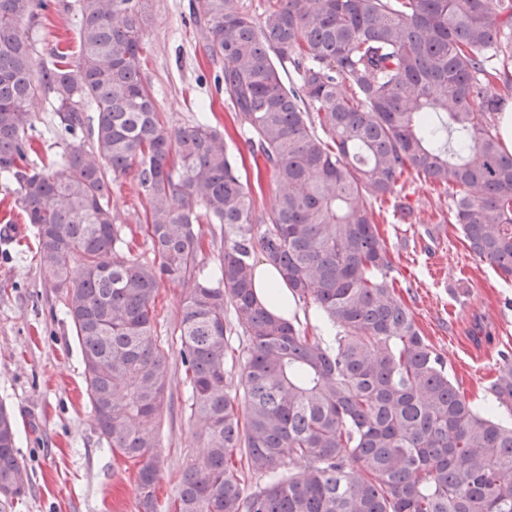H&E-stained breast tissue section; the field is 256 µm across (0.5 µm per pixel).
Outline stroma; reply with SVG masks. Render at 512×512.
Instances as JSON below:
<instances>
[{"mask_svg":"<svg viewBox=\"0 0 512 512\" xmlns=\"http://www.w3.org/2000/svg\"><path fill=\"white\" fill-rule=\"evenodd\" d=\"M32 26L28 34L37 62L49 63L54 47L77 53V0ZM190 0H149L143 38L142 78L154 92L166 126L211 124L233 129L228 94L211 98L217 64L204 57L203 33L189 20ZM34 146L44 162L61 153L57 118L49 100L35 107ZM240 173L254 184L259 208H269L276 186L256 171L249 145H230ZM451 198L428 181L407 183L398 204L384 203L379 228L394 262V275L412 285L406 297L418 326L446 360L465 395L482 402L498 352L512 349V281L496 275L463 243L448 222ZM184 288L164 284L157 303L158 332L175 373L163 417L158 500H173L179 482L201 450L186 408L176 332ZM481 313L490 339L474 341V313ZM0 403L12 408L18 429L16 453L30 475L22 500H0V512H136L133 480L114 460L94 422L84 365L61 292L39 274L37 239L0 180Z\"/></svg>","mask_w":512,"mask_h":512,"instance_id":"obj_1","label":"stroma"}]
</instances>
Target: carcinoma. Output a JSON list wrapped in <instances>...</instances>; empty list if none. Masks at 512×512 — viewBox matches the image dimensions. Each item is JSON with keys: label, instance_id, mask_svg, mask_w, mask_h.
Wrapping results in <instances>:
<instances>
[{"label": "carcinoma", "instance_id": "carcinoma-1", "mask_svg": "<svg viewBox=\"0 0 512 512\" xmlns=\"http://www.w3.org/2000/svg\"><path fill=\"white\" fill-rule=\"evenodd\" d=\"M147 7L78 0V61L54 49L40 67L21 29L50 3L0 0V178L65 294L96 426L136 467L137 512H159L166 282L186 287L179 354L203 445L167 512H512V422L498 419L512 416V352L477 407L398 291L374 207L411 179L456 189L451 223L512 279V154L496 127L512 100V0H266L258 20L242 0L191 4L204 54L224 63L215 90L276 184L261 211L224 132L162 123L141 77ZM41 98L64 140L55 164L30 159ZM129 173L146 200L135 230L110 205ZM204 223L222 242L210 272ZM259 257L332 342L258 302ZM15 448L0 403L6 502L30 483Z\"/></svg>", "mask_w": 512, "mask_h": 512}]
</instances>
